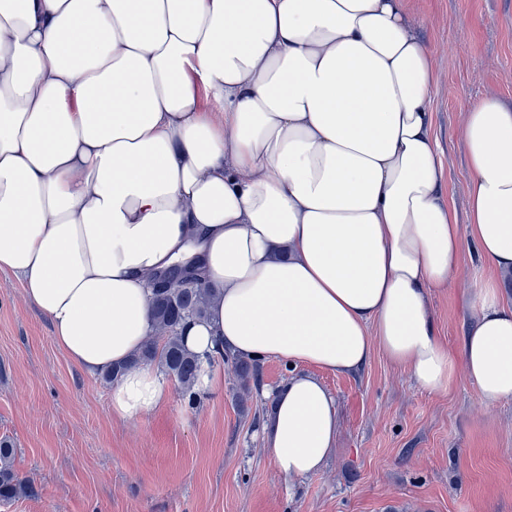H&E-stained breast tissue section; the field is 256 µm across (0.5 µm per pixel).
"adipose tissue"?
I'll list each match as a JSON object with an SVG mask.
<instances>
[{
	"instance_id": "1",
	"label": "adipose tissue",
	"mask_w": 512,
	"mask_h": 512,
	"mask_svg": "<svg viewBox=\"0 0 512 512\" xmlns=\"http://www.w3.org/2000/svg\"><path fill=\"white\" fill-rule=\"evenodd\" d=\"M432 84L405 0H0V270L91 375L151 335L150 276L192 259L219 292L184 329L197 391L224 350L334 374L379 350L423 390L461 368L487 402L512 400V110L488 97L465 116L463 231ZM466 241L496 279L472 294L457 357L428 291ZM167 395L156 367L126 370L110 410ZM270 398L276 470L317 472L334 398L299 373Z\"/></svg>"
}]
</instances>
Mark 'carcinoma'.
<instances>
[{
  "label": "carcinoma",
  "mask_w": 512,
  "mask_h": 512,
  "mask_svg": "<svg viewBox=\"0 0 512 512\" xmlns=\"http://www.w3.org/2000/svg\"><path fill=\"white\" fill-rule=\"evenodd\" d=\"M149 306L154 325V334L123 366L107 374L114 380L125 371L143 364H158L165 375L179 382L185 392H192L200 365L197 356L184 343V324L190 319H204L214 305L216 292L206 286L200 268L191 266L171 279L168 273L160 272L152 277ZM236 377L242 385L249 386L257 379L258 370L251 362L234 358ZM12 444L0 441V499L12 500L33 488L25 484L9 465Z\"/></svg>",
  "instance_id": "1"
}]
</instances>
